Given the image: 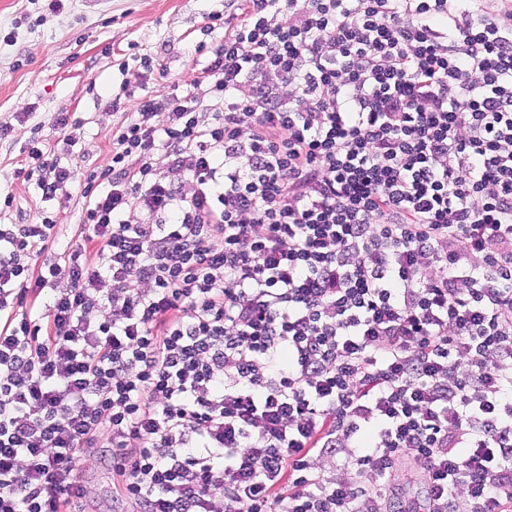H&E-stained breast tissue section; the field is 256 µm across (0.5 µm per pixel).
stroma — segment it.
<instances>
[{
    "label": "stroma",
    "instance_id": "35a3bbf8",
    "mask_svg": "<svg viewBox=\"0 0 512 512\" xmlns=\"http://www.w3.org/2000/svg\"><path fill=\"white\" fill-rule=\"evenodd\" d=\"M230 9L228 0H65L54 12L46 0H0V224H31L44 212L58 222L55 250L75 243L83 230L81 192L41 202L34 182L17 175L29 146L42 142L85 177L103 164L113 126L139 99L188 89L211 111L215 98L200 79L208 57L195 47L223 44L219 16ZM55 113L80 120L72 140L49 124ZM79 472L89 512H138L113 499L105 456Z\"/></svg>",
    "mask_w": 512,
    "mask_h": 512
}]
</instances>
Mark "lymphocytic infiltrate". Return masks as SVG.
Segmentation results:
<instances>
[{"mask_svg": "<svg viewBox=\"0 0 512 512\" xmlns=\"http://www.w3.org/2000/svg\"><path fill=\"white\" fill-rule=\"evenodd\" d=\"M232 2L218 111L139 102L83 243L0 224V512L101 449L140 512H512V0Z\"/></svg>", "mask_w": 512, "mask_h": 512, "instance_id": "1", "label": "lymphocytic infiltrate"}]
</instances>
